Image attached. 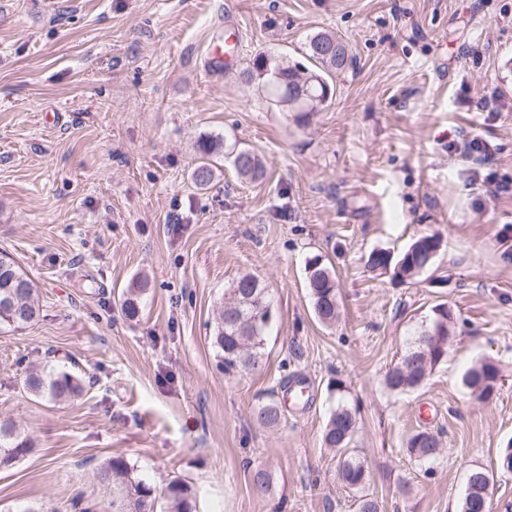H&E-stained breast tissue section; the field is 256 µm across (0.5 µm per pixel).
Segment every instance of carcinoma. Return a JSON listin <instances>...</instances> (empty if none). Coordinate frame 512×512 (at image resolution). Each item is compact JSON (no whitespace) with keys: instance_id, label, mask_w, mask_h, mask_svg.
<instances>
[{"instance_id":"cac0c4a2","label":"carcinoma","mask_w":512,"mask_h":512,"mask_svg":"<svg viewBox=\"0 0 512 512\" xmlns=\"http://www.w3.org/2000/svg\"><path fill=\"white\" fill-rule=\"evenodd\" d=\"M326 41L340 47L339 56H320L315 44ZM305 55L315 63L310 70L298 63L289 65L265 53L257 54L246 69V79L257 82V88L267 103L281 112L293 114L299 125L307 124L312 113L309 106L290 103L284 95V84L306 85L311 95L326 102L332 98L328 81L336 73L353 63L348 45L339 37L325 32L317 33L305 44ZM200 162L193 171L196 184L206 187L214 177L215 159L220 154L231 158L237 173L249 180L264 175V164L251 150L237 145L224 148V137L205 135L197 141ZM441 239L435 234H424L406 250L395 255L386 250H375L367 259L373 270L401 272L395 279L408 280L422 273L418 259L429 250H439ZM148 282L138 280L122 294V309L130 319L140 316L143 294ZM307 288L314 312L321 323L330 326L339 319L338 289L335 278L327 267L314 256L308 261ZM40 317V305L32 280L13 262L0 258V333L23 329L33 325ZM271 318V300L267 288L253 275L240 277L224 292L214 327L212 345L217 351L218 365L228 377L244 375L257 370L262 359L265 333ZM454 317L445 304L432 309L425 329L416 345L403 355L400 362L390 368L384 377L386 387L395 393H404L420 387L434 368L448 354V335ZM499 370L490 360L475 364L463 376V384L478 398H484L491 381L497 379ZM24 389L35 398L53 403H65L78 398L84 390L82 379L71 372L54 367L33 365L26 370ZM257 415L266 425H275L281 419V410L275 396L258 407ZM356 412L338 403L331 413L323 433L324 443L341 452L340 476L352 490L360 492L367 480L364 462L356 456L351 443L357 430ZM34 450L31 439L18 431L10 422H0V467L10 465ZM406 451L415 460L431 464L440 456V440L428 431H419L407 441ZM98 482L112 487V512H153L154 489L133 476V467L121 455H115L96 472ZM470 488L464 490L459 512H486L487 498L484 490L492 474L486 470L469 471ZM166 512H192V490L180 480L170 482L163 494Z\"/></svg>"}]
</instances>
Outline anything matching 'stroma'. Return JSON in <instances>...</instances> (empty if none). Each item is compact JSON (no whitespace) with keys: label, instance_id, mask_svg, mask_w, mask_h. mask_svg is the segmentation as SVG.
<instances>
[{"label":"stroma","instance_id":"1","mask_svg":"<svg viewBox=\"0 0 512 512\" xmlns=\"http://www.w3.org/2000/svg\"><path fill=\"white\" fill-rule=\"evenodd\" d=\"M232 32L233 66L207 72ZM318 32L342 37L353 64L303 127L243 74L261 52L304 62ZM204 134L256 152L264 177L226 158L198 188ZM471 136L496 150L477 174L449 147ZM424 232L443 240L429 271L398 282L368 268L371 251ZM1 254L41 316L0 333V420L34 442L0 467V512H112L95 474L115 454L156 489L188 482L197 512H356L322 442L342 398L383 512H458L474 468L493 475L489 512H512L498 467L512 440V0H0ZM315 255L336 278L331 327L306 287ZM247 273L273 319L258 370L230 378L209 336ZM142 277L131 321L120 294ZM440 303L447 357L390 392L387 370ZM484 359L501 374L488 400L462 383ZM45 362L77 372L84 395L25 393L26 367ZM295 377L308 406L280 400V424L262 425L258 406ZM423 430L442 448L428 466L406 453Z\"/></svg>","mask_w":512,"mask_h":512}]
</instances>
